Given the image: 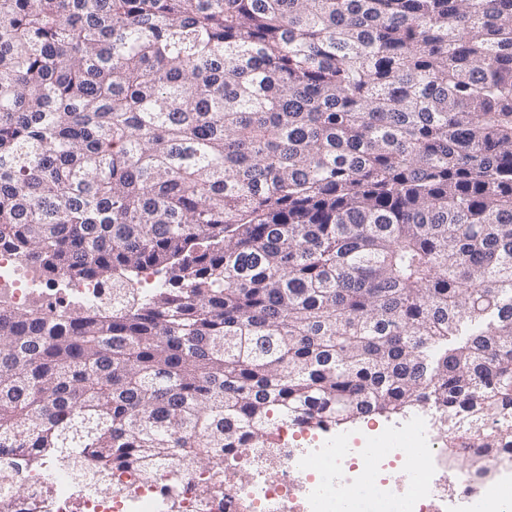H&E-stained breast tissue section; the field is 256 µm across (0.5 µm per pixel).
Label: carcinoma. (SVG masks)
Segmentation results:
<instances>
[{"instance_id":"1","label":"carcinoma","mask_w":512,"mask_h":512,"mask_svg":"<svg viewBox=\"0 0 512 512\" xmlns=\"http://www.w3.org/2000/svg\"><path fill=\"white\" fill-rule=\"evenodd\" d=\"M0 247L124 289L0 310V512L17 455L97 490L420 410L501 420L486 472L512 443V0H0Z\"/></svg>"}]
</instances>
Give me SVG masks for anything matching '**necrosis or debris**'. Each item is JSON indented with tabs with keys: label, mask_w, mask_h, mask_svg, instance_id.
Returning a JSON list of instances; mask_svg holds the SVG:
<instances>
[{
	"label": "necrosis or debris",
	"mask_w": 512,
	"mask_h": 512,
	"mask_svg": "<svg viewBox=\"0 0 512 512\" xmlns=\"http://www.w3.org/2000/svg\"><path fill=\"white\" fill-rule=\"evenodd\" d=\"M39 308L43 315L102 308L87 281H47L38 268L0 249V309ZM422 416L389 423L367 420L343 450L323 446L307 429L281 428L271 448H249L202 474L173 465L143 479L118 473L110 490L77 487L68 471L21 466L29 501L42 512H512V448L500 449L483 475L462 465L482 446L486 421L468 430L433 434ZM418 463L421 476L393 472ZM254 480L241 485L239 472Z\"/></svg>",
	"instance_id": "necrosis-or-debris-1"
}]
</instances>
